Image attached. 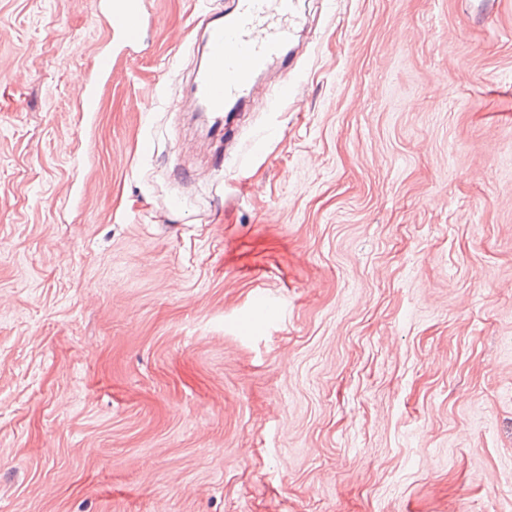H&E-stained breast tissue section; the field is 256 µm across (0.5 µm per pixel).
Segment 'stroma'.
<instances>
[{
    "label": "stroma",
    "instance_id": "obj_1",
    "mask_svg": "<svg viewBox=\"0 0 512 512\" xmlns=\"http://www.w3.org/2000/svg\"><path fill=\"white\" fill-rule=\"evenodd\" d=\"M224 6L0 0V512H512V0H300L231 139ZM103 19L110 35L126 46H136L142 39L144 0H103Z\"/></svg>",
    "mask_w": 512,
    "mask_h": 512
}]
</instances>
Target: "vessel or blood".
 Listing matches in <instances>:
<instances>
[{
  "label": "vessel or blood",
  "instance_id": "b4317fda",
  "mask_svg": "<svg viewBox=\"0 0 512 512\" xmlns=\"http://www.w3.org/2000/svg\"><path fill=\"white\" fill-rule=\"evenodd\" d=\"M296 0H233L226 13L203 28L205 62L192 76V97L214 117L218 130L231 129L229 114L258 75L284 65L297 33ZM102 19L126 46L142 39L145 0H103Z\"/></svg>",
  "mask_w": 512,
  "mask_h": 512
}]
</instances>
